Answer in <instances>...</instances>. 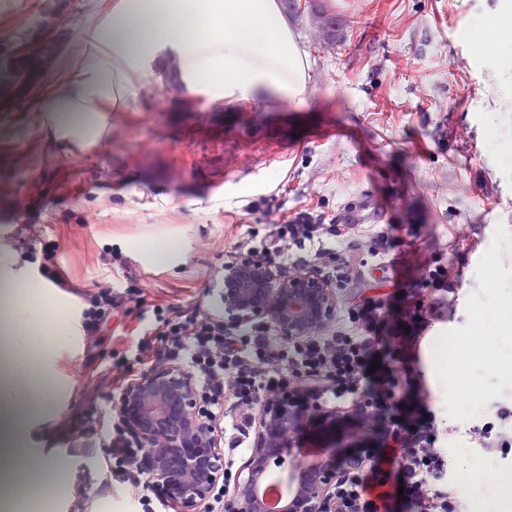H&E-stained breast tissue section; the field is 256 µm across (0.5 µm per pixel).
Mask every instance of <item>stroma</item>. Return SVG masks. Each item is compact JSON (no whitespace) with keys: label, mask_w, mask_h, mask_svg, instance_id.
<instances>
[{"label":"stroma","mask_w":512,"mask_h":512,"mask_svg":"<svg viewBox=\"0 0 512 512\" xmlns=\"http://www.w3.org/2000/svg\"><path fill=\"white\" fill-rule=\"evenodd\" d=\"M499 0H297L288 19L311 66L301 101L285 112L231 110L172 79V57L147 80L155 96L115 113L97 139L50 137L44 107L112 17L113 0H11L0 14V239L29 276L54 261L65 283L44 291L46 341L61 362L58 419L35 422L34 456L64 463L67 487L54 512H132L125 488L101 491L105 446L75 450L82 414L104 427L119 388L113 362L134 357L150 327V302L200 303L221 313L215 278L237 242L262 235L300 209L355 224L359 235L394 225L387 272L355 253L336 309L366 298L387 303L388 336L373 372L388 386L385 431L351 438L359 420L308 425L299 445L339 443L374 458L372 490L387 512H414L397 463L398 438L432 421L448 475L478 465L473 496L502 512L512 490V367L502 353L473 355L467 375L481 390L465 414L427 373L436 336L474 343L476 327L512 296V172L498 141L512 143V78L466 38L470 22ZM174 248L169 261L156 250ZM446 285L425 286L429 270ZM109 284L144 289L146 303L116 309L98 336L82 328L83 292Z\"/></svg>","instance_id":"35a3bbf8"}]
</instances>
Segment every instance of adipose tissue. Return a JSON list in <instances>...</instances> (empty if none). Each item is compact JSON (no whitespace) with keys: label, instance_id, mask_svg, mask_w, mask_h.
<instances>
[{"label":"adipose tissue","instance_id":"1","mask_svg":"<svg viewBox=\"0 0 512 512\" xmlns=\"http://www.w3.org/2000/svg\"><path fill=\"white\" fill-rule=\"evenodd\" d=\"M470 36L493 34L489 51L512 59V0L478 18ZM177 63L175 78L190 93L203 90L228 104L261 102L287 111L306 91L309 60L300 49L282 0H114L112 20L95 32L81 62L46 106L53 125L64 131L89 116L100 131L107 110L129 105L142 89L151 65L162 55ZM38 305L12 311L10 334L0 349V474L26 471L27 435L34 420L54 417L56 388L46 360L37 367L47 389L31 401L30 378L18 370L42 339ZM467 345L449 348L436 338L431 357L449 391L461 389L453 366L467 363Z\"/></svg>","mask_w":512,"mask_h":512}]
</instances>
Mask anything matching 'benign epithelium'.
<instances>
[{
	"label": "benign epithelium",
	"instance_id": "benign-epithelium-1",
	"mask_svg": "<svg viewBox=\"0 0 512 512\" xmlns=\"http://www.w3.org/2000/svg\"><path fill=\"white\" fill-rule=\"evenodd\" d=\"M217 287L228 325L259 322L296 339L336 316V285L317 270L288 274L244 254L224 267ZM113 410L175 512H206L226 467L218 431L202 409V392L191 372L177 364L154 366L120 393ZM327 415L317 401L296 404L289 391L264 397L249 457L233 483L224 486L226 512H269L261 484L284 463L307 424ZM299 452L301 458L291 462L282 512H321L343 471L369 464L366 456H345L334 445Z\"/></svg>",
	"mask_w": 512,
	"mask_h": 512
}]
</instances>
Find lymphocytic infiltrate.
<instances>
[{"label":"lymphocytic infiltrate","mask_w":512,"mask_h":512,"mask_svg":"<svg viewBox=\"0 0 512 512\" xmlns=\"http://www.w3.org/2000/svg\"><path fill=\"white\" fill-rule=\"evenodd\" d=\"M354 227L325 221L308 210L295 212L274 224L258 239H250L249 253L298 272L325 270L338 285L350 280V261H337L336 241L353 235ZM83 313L85 335H96L112 310L126 302L143 301L131 294L103 286L86 293ZM384 304L369 298L349 308L329 331L280 342L266 326L257 323L225 325L222 316L202 312L198 305H154L155 323L137 344L136 364L114 366L110 382L121 386L141 375L143 366L164 360L179 361L197 376L204 410L224 423L229 450L247 445L253 412L268 394L292 390L330 399L337 407L366 396L362 381L379 350L380 312ZM106 463L110 480L139 487L141 512H158L161 499L143 480L138 450L121 433H114ZM401 475L415 512H455L452 488L442 487L448 461L436 448L430 424L421 425L398 456ZM330 512H385V498L372 495L362 470L343 474L330 497Z\"/></svg>","instance_id":"f902f5d3"}]
</instances>
